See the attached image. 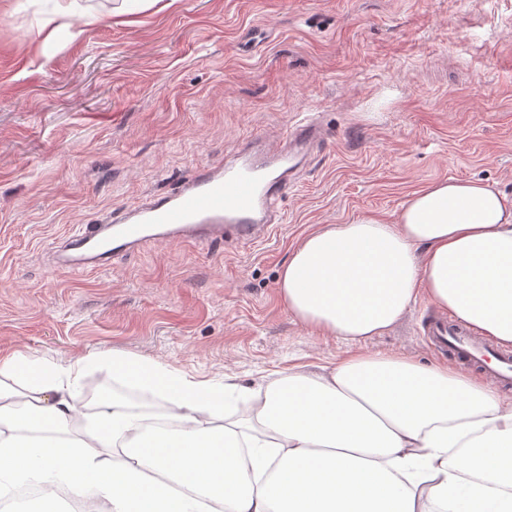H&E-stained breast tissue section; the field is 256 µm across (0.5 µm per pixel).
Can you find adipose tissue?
<instances>
[{
	"label": "adipose tissue",
	"mask_w": 512,
	"mask_h": 512,
	"mask_svg": "<svg viewBox=\"0 0 512 512\" xmlns=\"http://www.w3.org/2000/svg\"><path fill=\"white\" fill-rule=\"evenodd\" d=\"M290 314L346 343L430 303L512 344V199L435 181L395 223L306 236L280 275ZM107 367L165 403L163 422L85 413L74 392ZM253 417L229 420L237 402ZM33 487L82 512H512V401L480 378L375 352L253 387L196 381L150 359L0 357V500Z\"/></svg>",
	"instance_id": "ef3b65f1"
}]
</instances>
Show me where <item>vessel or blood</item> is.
I'll list each match as a JSON object with an SVG mask.
<instances>
[{
    "label": "vessel or blood",
    "mask_w": 512,
    "mask_h": 512,
    "mask_svg": "<svg viewBox=\"0 0 512 512\" xmlns=\"http://www.w3.org/2000/svg\"><path fill=\"white\" fill-rule=\"evenodd\" d=\"M285 138V149L245 145L233 158L204 167L172 192L131 204L118 219L79 230L66 241L63 263L72 270H97L150 239L220 241L229 231L244 241L264 238L285 189L321 142L323 130L303 119L288 128ZM426 334L437 348L481 368L494 387L512 388V354L500 352L468 326L440 315L428 320Z\"/></svg>",
    "instance_id": "b4317fda"
}]
</instances>
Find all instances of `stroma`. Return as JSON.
<instances>
[{"label":"stroma","mask_w":512,"mask_h":512,"mask_svg":"<svg viewBox=\"0 0 512 512\" xmlns=\"http://www.w3.org/2000/svg\"><path fill=\"white\" fill-rule=\"evenodd\" d=\"M73 3L75 38L57 21ZM308 116L327 137L265 240L58 266L71 233ZM450 178L512 196V0H0V355L120 351L251 387L373 352L458 366L425 341L427 299L348 344L290 314L278 285L307 235L394 223ZM118 384L89 370L77 401L98 411Z\"/></svg>","instance_id":"35a3bbf8"}]
</instances>
